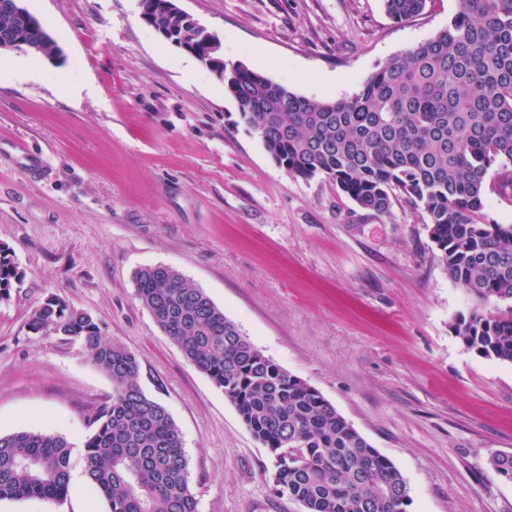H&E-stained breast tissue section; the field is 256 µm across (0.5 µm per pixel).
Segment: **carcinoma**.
<instances>
[{
	"label": "carcinoma",
	"mask_w": 512,
	"mask_h": 512,
	"mask_svg": "<svg viewBox=\"0 0 512 512\" xmlns=\"http://www.w3.org/2000/svg\"><path fill=\"white\" fill-rule=\"evenodd\" d=\"M153 27L197 47V60L223 77L240 118L289 174L322 176L360 208L385 213L401 197L427 215L448 277L480 301L508 304L497 314L474 310L454 324L476 353L512 363V224L484 214L485 182L495 169L512 187V0H456L448 26L385 61L352 95L311 101L263 73L228 63L202 30L167 12L164 0H140ZM397 22L427 0H383ZM0 7V38L17 34L48 57L59 47L41 21ZM20 270L0 245V300ZM135 295L183 356L236 408L272 460L276 494L305 512H407L408 486L398 468L314 387L266 357L207 294L175 268L152 265L134 277ZM84 342L112 381V397L92 417L83 446L89 485L109 512H198L181 431L139 381L136 356L106 342L86 313L47 298L29 328L50 322ZM73 446L43 430L0 434V500H59L69 488ZM512 482V454L491 457Z\"/></svg>",
	"instance_id": "1"
}]
</instances>
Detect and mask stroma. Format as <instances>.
<instances>
[{
  "mask_svg": "<svg viewBox=\"0 0 512 512\" xmlns=\"http://www.w3.org/2000/svg\"><path fill=\"white\" fill-rule=\"evenodd\" d=\"M229 60L312 101L350 96L387 59L448 24L455 0L398 23L383 0H177ZM63 50H0V243L22 280L0 300V434L48 429L73 445L112 382L84 344L34 310L55 296L132 351L144 392L182 431L198 512H304L277 495L271 458L235 407L135 296L163 264L202 289L262 353L318 389L393 461L407 512H512V364L454 332L474 308L426 215L359 208L324 177L291 176L224 84L140 16L139 0H23ZM0 512H107L91 488Z\"/></svg>",
  "mask_w": 512,
  "mask_h": 512,
  "instance_id": "1",
  "label": "stroma"
}]
</instances>
